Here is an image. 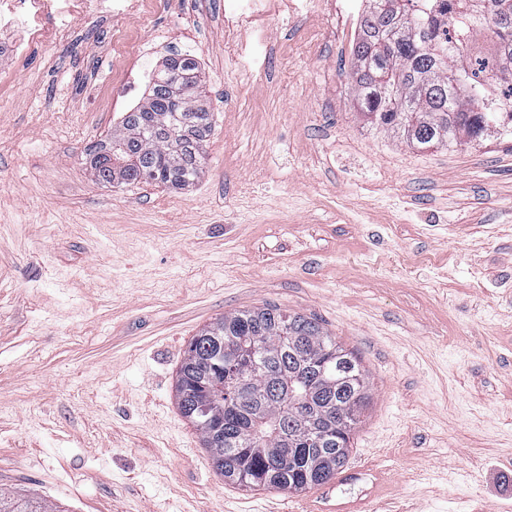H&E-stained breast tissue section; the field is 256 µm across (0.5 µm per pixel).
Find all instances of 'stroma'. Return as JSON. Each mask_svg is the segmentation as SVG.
I'll use <instances>...</instances> for the list:
<instances>
[{"label": "stroma", "mask_w": 512, "mask_h": 512, "mask_svg": "<svg viewBox=\"0 0 512 512\" xmlns=\"http://www.w3.org/2000/svg\"><path fill=\"white\" fill-rule=\"evenodd\" d=\"M224 21V0L91 14L0 76V491L59 512H263L175 398L193 336L263 305L317 317L370 399L347 469L376 512H512V137L419 150L369 126L359 12ZM193 36L213 114L190 189L85 163ZM262 57L248 68V55Z\"/></svg>", "instance_id": "1"}]
</instances>
